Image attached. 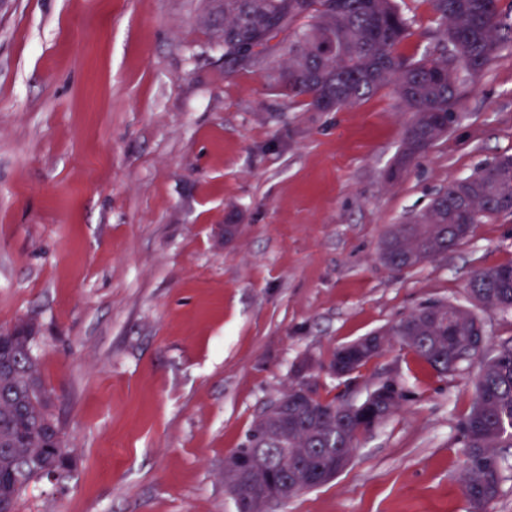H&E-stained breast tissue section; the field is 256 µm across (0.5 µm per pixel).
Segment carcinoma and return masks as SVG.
I'll list each match as a JSON object with an SVG mask.
<instances>
[{"mask_svg": "<svg viewBox=\"0 0 512 512\" xmlns=\"http://www.w3.org/2000/svg\"><path fill=\"white\" fill-rule=\"evenodd\" d=\"M224 59L263 66L279 93L304 98L317 112L352 106L391 84L412 114L388 177L427 153L456 119L460 74L481 73L495 57L504 32L499 0H432L443 27V44L420 58L400 53L412 35L397 0H223ZM281 33L289 37L275 45ZM512 213V157L504 156L448 183L417 224H393L381 240L380 257L397 270L436 260L468 238L488 216ZM472 301L484 309L512 311V263L474 270ZM478 314L450 302H430L380 330L338 347L329 363L356 373L382 356L396 339L440 375L453 374L476 355ZM37 330L20 323L0 331V512H16L35 475L61 479L68 448L43 383L34 350ZM401 383L389 378L358 404L326 399L314 390L288 401V420L263 414L232 455L253 458L259 484L233 500L236 512H264L272 485L297 471L319 475L341 467L360 439L400 408ZM462 495L473 512H488L501 495L505 457L512 448V347L482 357L474 399L458 424Z\"/></svg>", "mask_w": 512, "mask_h": 512, "instance_id": "cac0c4a2", "label": "carcinoma"}]
</instances>
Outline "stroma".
<instances>
[{
	"label": "stroma",
	"mask_w": 512,
	"mask_h": 512,
	"mask_svg": "<svg viewBox=\"0 0 512 512\" xmlns=\"http://www.w3.org/2000/svg\"><path fill=\"white\" fill-rule=\"evenodd\" d=\"M436 49L430 0H399ZM219 0H0V329L34 322L70 450L17 512H234L224 459L295 380L399 412L331 482L267 512H471L458 422L479 360L438 375L392 345L344 385L332 351L428 302L470 306L512 262V213L401 272L379 245L452 180L512 156V42L460 80L458 121L395 182L393 86L315 112L224 64ZM238 225L225 239L224 227Z\"/></svg>",
	"instance_id": "obj_1"
}]
</instances>
